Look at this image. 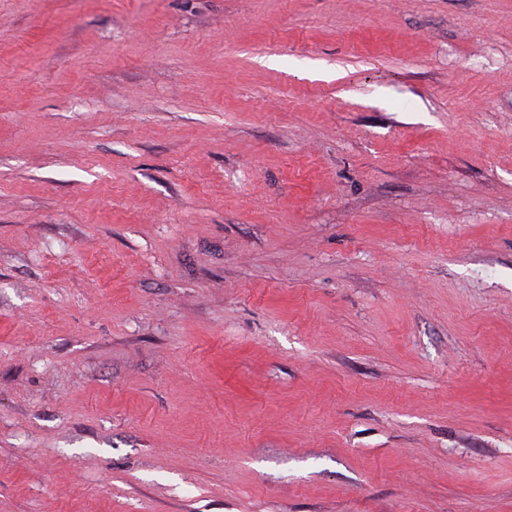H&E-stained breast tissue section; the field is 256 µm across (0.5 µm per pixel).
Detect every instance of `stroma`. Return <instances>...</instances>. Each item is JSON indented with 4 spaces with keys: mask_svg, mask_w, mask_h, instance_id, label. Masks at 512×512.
Returning a JSON list of instances; mask_svg holds the SVG:
<instances>
[{
    "mask_svg": "<svg viewBox=\"0 0 512 512\" xmlns=\"http://www.w3.org/2000/svg\"><path fill=\"white\" fill-rule=\"evenodd\" d=\"M0 512H512V0H0Z\"/></svg>",
    "mask_w": 512,
    "mask_h": 512,
    "instance_id": "stroma-1",
    "label": "stroma"
}]
</instances>
